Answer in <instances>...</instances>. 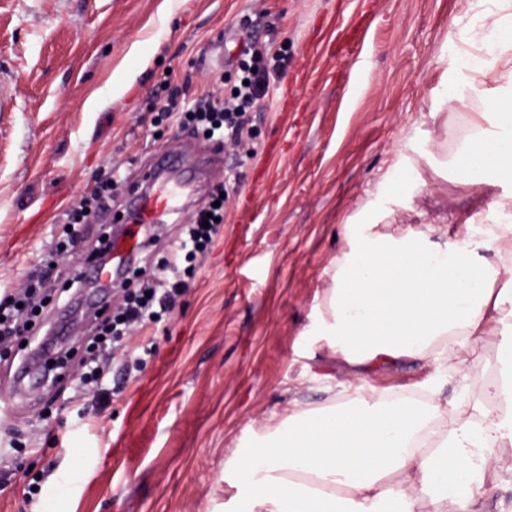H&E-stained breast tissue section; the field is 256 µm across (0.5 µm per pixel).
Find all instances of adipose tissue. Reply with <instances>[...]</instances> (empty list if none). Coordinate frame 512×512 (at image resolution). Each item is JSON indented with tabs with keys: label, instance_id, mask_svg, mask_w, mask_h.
<instances>
[{
	"label": "adipose tissue",
	"instance_id": "ef3b65f1",
	"mask_svg": "<svg viewBox=\"0 0 512 512\" xmlns=\"http://www.w3.org/2000/svg\"><path fill=\"white\" fill-rule=\"evenodd\" d=\"M469 5L468 74L441 99L469 111L450 164L489 199L459 214L462 239L445 224L393 235L347 222L320 330L357 386L325 408H293L236 449L224 512H487L500 484L491 450L512 443V360L463 403L434 387L423 401H390L363 385L411 360L464 380L485 337L512 336V0Z\"/></svg>",
	"mask_w": 512,
	"mask_h": 512
}]
</instances>
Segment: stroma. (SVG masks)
I'll return each mask as SVG.
<instances>
[{"mask_svg": "<svg viewBox=\"0 0 512 512\" xmlns=\"http://www.w3.org/2000/svg\"><path fill=\"white\" fill-rule=\"evenodd\" d=\"M470 18L467 0H0V86L10 93L0 105V298L56 260L42 328L65 310L78 326L58 343L67 360L57 384H16L33 344L0 353V446L15 447L0 469V512H222L233 449L284 419L291 402L330 404L347 376L312 332L346 222L373 200L390 232L444 224L467 192L439 167L466 112L438 103L460 69L458 35ZM255 37L284 55L287 72L250 114L253 154L190 137L170 120L138 123L163 80L189 100L218 81L233 91L235 56ZM306 61L318 71L310 86L300 82ZM286 95L297 111L282 112ZM288 128L296 137H285ZM274 142L281 158L272 165ZM165 151L183 163L172 178L182 212L175 223H125L139 243L132 283L152 275L228 170L239 183L179 306L131 338L140 370L94 394L79 384L94 311L67 273L96 259L127 196L86 226L78 252L56 255L57 238L93 172L121 163L132 190ZM398 162L428 182L408 203L376 196ZM251 196L258 216L247 224L240 205ZM500 350L498 337H486L468 381L441 376L443 397L488 383ZM430 375L410 361L369 382L419 393Z\"/></svg>", "mask_w": 512, "mask_h": 512, "instance_id": "35a3bbf8", "label": "stroma"}]
</instances>
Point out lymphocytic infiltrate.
I'll list each match as a JSON object with an SVG mask.
<instances>
[{
  "label": "lymphocytic infiltrate",
  "mask_w": 512,
  "mask_h": 512,
  "mask_svg": "<svg viewBox=\"0 0 512 512\" xmlns=\"http://www.w3.org/2000/svg\"><path fill=\"white\" fill-rule=\"evenodd\" d=\"M248 51L250 60L239 63L245 82L239 85L236 94L224 99L211 92L188 101L179 88L174 87L168 89L166 96L154 97L152 111L161 119L176 118L180 129L195 135H208L210 142L247 149L244 130L248 114L255 103L267 95L271 82L283 76L279 66L263 65L266 49L258 41H251ZM123 184L117 165H108L94 174L90 189L74 198L68 208L69 230L64 241L59 242V250H72L82 240L83 225L92 216L109 209ZM223 216L224 209L220 206L207 213L198 212L189 224L183 225L179 239L160 264L158 276L139 287H123L116 292L112 312L101 320L99 337L93 340L89 356L81 362L82 383H101L108 372L111 352L121 348L125 337L173 311L185 286L181 261L196 257L199 248L210 247ZM48 277V272H41L38 281H26L0 299V347H9L13 337L20 335L28 323L38 317L44 300L40 283Z\"/></svg>",
  "instance_id": "f902f5d3"
}]
</instances>
